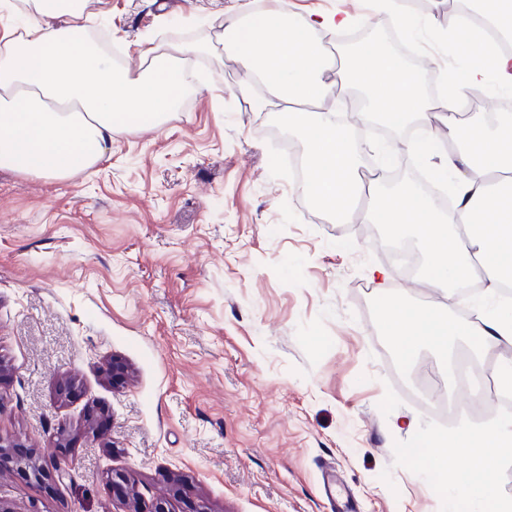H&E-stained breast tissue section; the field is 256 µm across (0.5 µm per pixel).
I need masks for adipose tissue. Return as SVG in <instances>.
<instances>
[{
	"label": "adipose tissue",
	"instance_id": "1",
	"mask_svg": "<svg viewBox=\"0 0 512 512\" xmlns=\"http://www.w3.org/2000/svg\"><path fill=\"white\" fill-rule=\"evenodd\" d=\"M0 13L23 18L0 35L1 167L65 178L102 161L116 128H155L177 110L189 47L164 50L132 77L88 40L86 0H0ZM349 23L342 15L296 16L279 4L258 13L241 5L224 21L225 53L247 61L239 91L255 106L287 114L292 134L305 143L306 189L318 209L340 224L357 218L390 225L431 258L444 303L420 308L396 290L381 318L401 355L425 345L444 351L450 340L467 336L511 347L512 301H501L500 287L512 282V113H496L491 124L474 113L472 138L443 153L455 197L444 212L417 185L387 192L384 170L364 184L363 146L323 105L356 87L361 121L424 131L437 120L453 138L464 89L511 93L512 58L494 51L468 14H456L448 28L467 68L454 92L428 96L404 58L379 43H361L336 63L318 34ZM331 71L336 79L329 82L324 75ZM479 277L484 298L460 315L456 293ZM511 447L512 421L500 419L440 437L431 465L447 468L449 452L463 454L467 464L457 470L452 494L479 506L492 496L486 474Z\"/></svg>",
	"mask_w": 512,
	"mask_h": 512
}]
</instances>
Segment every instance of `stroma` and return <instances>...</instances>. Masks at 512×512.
<instances>
[{"instance_id": "1", "label": "stroma", "mask_w": 512, "mask_h": 512, "mask_svg": "<svg viewBox=\"0 0 512 512\" xmlns=\"http://www.w3.org/2000/svg\"><path fill=\"white\" fill-rule=\"evenodd\" d=\"M240 3L87 0L91 39L130 74L146 51L198 46L192 100L159 128L117 130L111 156L69 179L0 168V438L72 463L39 484L0 472L10 512H148L159 496L169 512H468L430 466L443 424L413 395L429 382L492 417L471 387L504 353L458 340L464 382L432 347L399 354L386 299L440 301L429 260L409 281L373 277L389 265L387 226L312 205L282 114L238 93L224 20ZM283 4L383 25L369 0ZM59 376L76 382L70 401ZM327 467L349 502L323 494Z\"/></svg>"}]
</instances>
